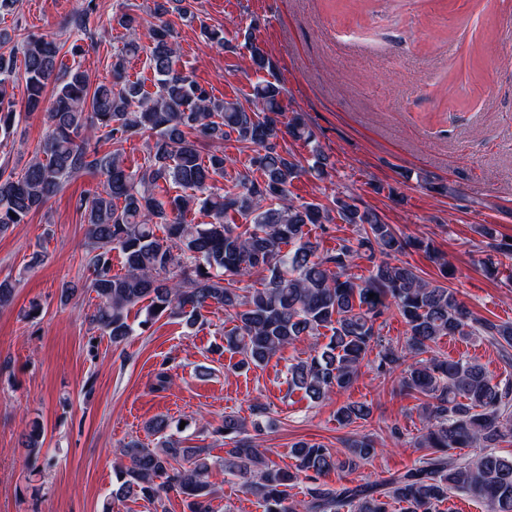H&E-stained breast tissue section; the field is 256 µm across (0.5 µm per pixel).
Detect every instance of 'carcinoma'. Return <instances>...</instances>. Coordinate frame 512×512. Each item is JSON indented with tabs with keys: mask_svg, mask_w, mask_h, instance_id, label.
<instances>
[{
	"mask_svg": "<svg viewBox=\"0 0 512 512\" xmlns=\"http://www.w3.org/2000/svg\"><path fill=\"white\" fill-rule=\"evenodd\" d=\"M196 0H152L150 43H139L137 31L146 19L124 12L115 17L130 40L112 61V80L93 82L77 66L60 71L61 51L55 38L30 34L21 54L0 53V131L9 132L18 113L8 88L25 82V107L31 113L52 88L47 135L19 174L0 167V234L43 209L72 179L85 173L103 178L102 187L78 199L76 208L87 224L84 267L88 288L98 303L87 316L91 326L117 345L130 336L132 308L144 304L145 329L162 316L182 320L189 328L207 323L204 314L216 306L234 322L226 333V349L241 356L236 367H261L304 336L330 332L325 348L288 366V387L302 390L314 403L346 391L367 354L377 351L378 369L398 375L401 388L426 397L421 415L426 431L416 441L425 450L405 473L377 485L334 488L323 481L331 470L349 471L376 455L365 437L346 441V451L318 443L292 444L291 470L282 469L252 447L246 425L224 417L216 433L233 442L219 461L206 447H189L168 433L167 419L151 420L155 446L137 438L120 448L126 464L118 466L117 489L102 512L128 498L162 505L174 492L184 512H212L216 490L211 469L224 471L257 496L263 512H440L454 493L485 503L487 512H512V457L493 451L512 439V378H497L482 364L436 354L444 336L487 340L502 360L512 363V321L494 322L473 314L443 282L422 278L397 255L408 248L425 253L443 278L453 276L445 255L418 238H403L376 214L346 200L336 209L299 203L290 187L305 172L324 174L326 157L312 149L313 163L302 165L293 154L278 150L287 137L308 144L311 133L302 114L286 115L281 87L260 82L252 98H218L177 67L178 35L166 16L174 11L195 18ZM251 66L259 73L271 66L264 44L248 38ZM144 52L154 74L155 91L147 95L126 76V60ZM147 157L136 168L122 158L123 144L142 136ZM108 142L101 154L90 141ZM234 140L253 152L246 171L227 189L215 185L228 158L215 150L202 155L203 143ZM259 176H253V173ZM182 189L172 195L171 187ZM199 209L207 224H190L186 216ZM337 212L358 227L357 248L342 244L321 252L307 236L310 225L333 221ZM245 223L239 224L236 218ZM163 230V236L157 231ZM377 251L383 259L370 275L347 273L356 249ZM124 258L125 271L112 273V252ZM256 273L262 287L246 293L234 284ZM374 297H369V294ZM395 308L408 337L397 350L380 347L377 320ZM371 414L365 402L336 409V420L349 427ZM43 430L35 425L22 446L32 470L39 468ZM480 447L473 458L455 450ZM308 500L290 494L296 484Z\"/></svg>",
	"mask_w": 512,
	"mask_h": 512,
	"instance_id": "obj_1",
	"label": "carcinoma"
}]
</instances>
